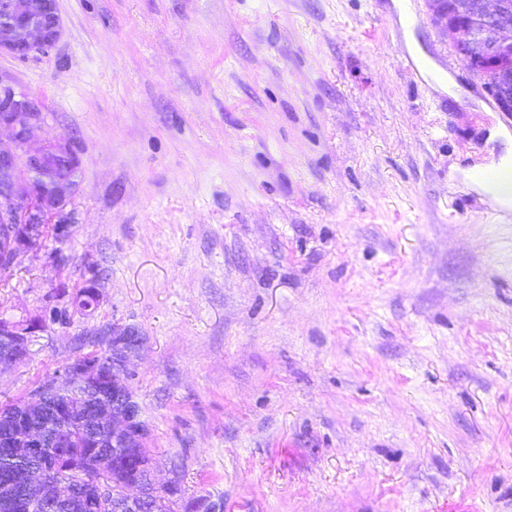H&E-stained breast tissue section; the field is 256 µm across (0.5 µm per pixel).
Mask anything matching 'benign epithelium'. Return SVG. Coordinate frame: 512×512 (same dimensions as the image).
Wrapping results in <instances>:
<instances>
[{
  "instance_id": "benign-epithelium-1",
  "label": "benign epithelium",
  "mask_w": 512,
  "mask_h": 512,
  "mask_svg": "<svg viewBox=\"0 0 512 512\" xmlns=\"http://www.w3.org/2000/svg\"><path fill=\"white\" fill-rule=\"evenodd\" d=\"M433 10L443 21L448 43L463 57L472 73L492 79L498 105L512 112V0H432ZM6 20L0 28V53L28 59L54 46L63 35L58 4L46 0H10ZM41 103L16 90L13 82L0 75V129L10 131L0 139V243L5 244L7 266L28 253L41 249L46 225L57 224L63 233L70 178L54 177V168L63 163L76 166L71 143L59 138L36 149L30 146L34 131L44 122ZM46 321L0 323L4 336H34L45 331ZM105 360L71 359L44 386L36 389L28 403L37 411L48 400L64 392L80 393L87 381H97L112 391V413L97 406L87 415L97 434L112 440L114 448H136L144 435L140 408L127 385L130 357L141 345L132 330L105 334ZM23 343L0 348V370L25 359ZM52 437L43 427L25 428V442L38 453ZM13 500L22 507L34 502H51L61 496L60 485L47 469L32 470L25 478L10 483ZM144 483L128 482L112 489V508L117 512H137L144 499Z\"/></svg>"
}]
</instances>
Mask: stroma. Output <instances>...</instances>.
I'll return each mask as SVG.
<instances>
[{
  "instance_id": "stroma-1",
  "label": "stroma",
  "mask_w": 512,
  "mask_h": 512,
  "mask_svg": "<svg viewBox=\"0 0 512 512\" xmlns=\"http://www.w3.org/2000/svg\"><path fill=\"white\" fill-rule=\"evenodd\" d=\"M58 7L60 41L0 53V75L42 101L36 142L76 151L68 230L0 271V318H67L0 371V401L129 329L159 481L224 512H512V212L466 179L504 115L428 18ZM99 292L93 286L77 290L72 298V304L82 315H92L99 305Z\"/></svg>"
}]
</instances>
